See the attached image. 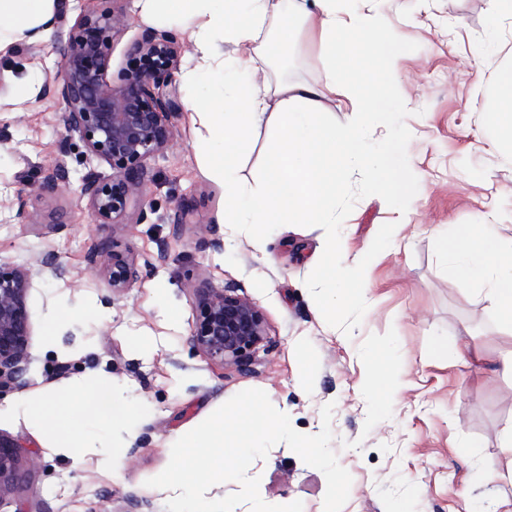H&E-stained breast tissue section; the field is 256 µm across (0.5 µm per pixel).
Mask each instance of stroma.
<instances>
[{
	"label": "stroma",
	"mask_w": 512,
	"mask_h": 512,
	"mask_svg": "<svg viewBox=\"0 0 512 512\" xmlns=\"http://www.w3.org/2000/svg\"><path fill=\"white\" fill-rule=\"evenodd\" d=\"M363 11L384 17L403 53L386 89L407 96L405 112L378 116L373 139L408 136L406 158L415 174L408 200L375 195L368 175L349 170L333 224H270L265 253L254 256L252 228L224 224V186L204 172L205 128L192 123L189 107L208 110L212 97L195 95L182 70L193 43L183 48L173 82L183 111L172 120L169 148L147 163L146 192L131 205L125 223H96L79 196L87 168L78 136L67 135L61 99L30 98L16 111L12 95L0 97V262L27 263L37 279L28 295L33 323L27 371L0 405L23 392L87 373L111 380L113 396L137 403L136 438L116 470L96 460L74 465L45 448L24 423L0 425L18 446L17 480L0 500V512H167L169 492L148 487L170 455L165 446L192 420L215 411L236 393L264 390L298 432L322 429L321 410L333 404L331 443L352 477L342 512H512V485L484 480L485 471L512 469L500 452V435L512 427V376L495 364L512 350L480 282L463 280L440 247L438 234L452 224L512 225V155L493 147L488 118L495 71L502 59L494 46L512 47V25L490 39L487 0H357ZM121 25L112 42L110 75L130 67V42L146 28L136 0H116ZM67 32L28 50L0 54V75L15 84L30 70L54 76L67 51ZM317 39H297L287 68L265 67L269 83L289 80L320 87L327 121L348 127L358 120L349 101L325 85ZM274 131L254 130L236 167L242 182L259 187L264 155ZM67 152H60L61 140ZM63 163L66 189L48 194L39 186L46 169ZM194 206L177 223L178 205ZM148 218L137 222L140 208ZM342 250L330 264L350 275L348 287H369L371 305L348 300L335 315L315 302L316 274L308 262L328 237ZM221 239L223 249L209 248ZM112 246L140 269L129 288L113 291L102 247ZM52 259L63 277L40 279ZM237 289L263 311L266 336L250 367L208 358L194 345L195 288L201 282ZM67 327L47 344L55 314ZM149 337L151 350L132 340ZM472 337L484 346L483 363L452 364L435 353L436 342L455 345ZM312 361L310 384L301 382V361ZM385 396L371 413L368 388ZM251 476L269 504L301 501L303 512H324L326 479L287 444L255 459Z\"/></svg>",
	"instance_id": "obj_1"
}]
</instances>
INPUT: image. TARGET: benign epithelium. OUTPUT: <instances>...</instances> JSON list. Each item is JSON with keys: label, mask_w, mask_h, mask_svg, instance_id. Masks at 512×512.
I'll return each instance as SVG.
<instances>
[{"label": "benign epithelium", "mask_w": 512, "mask_h": 512, "mask_svg": "<svg viewBox=\"0 0 512 512\" xmlns=\"http://www.w3.org/2000/svg\"><path fill=\"white\" fill-rule=\"evenodd\" d=\"M118 26L108 10L79 16L70 30L68 50L55 76L39 98L62 100V121L78 134L86 151L107 163L112 176L94 168L81 178L80 197L87 200L97 223L117 224L134 198L144 193L149 159L173 140V118L182 109L173 84L181 46L172 31L145 29L131 43L136 67L107 79L112 39ZM68 171L48 169L40 188L54 193L67 186ZM109 284L121 290L137 278L135 262L123 252L108 250ZM34 274L25 264L0 263V393L7 392L26 370L32 336L27 297ZM201 305L194 341L209 358L246 366L266 336L265 316L250 298L234 289L212 285L197 289ZM17 444L0 434V501L14 478Z\"/></svg>", "instance_id": "1"}]
</instances>
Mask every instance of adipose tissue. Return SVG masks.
Returning a JSON list of instances; mask_svg holds the SVG:
<instances>
[{"label": "adipose tissue", "instance_id": "ef3b65f1", "mask_svg": "<svg viewBox=\"0 0 512 512\" xmlns=\"http://www.w3.org/2000/svg\"><path fill=\"white\" fill-rule=\"evenodd\" d=\"M54 0H0V52L15 41H39L49 35ZM145 18L164 14L190 29L194 53L186 79L192 85L216 90L215 118L209 119L212 144L231 147L254 129L268 124L275 139L265 160L261 189L248 188L234 166L219 161L205 164L207 174L224 184V197L233 204L225 223L332 224L336 199L345 172L365 169L393 195L408 190L403 164L405 142L388 139L370 149L368 126L340 128L324 121L319 90L311 85L259 80L273 62L260 35L272 28L275 43L289 48L307 20L319 22L325 80L347 98L354 111L365 115L396 112L403 100L384 90V67L395 62L401 48L380 19L371 14L343 13L339 0H138ZM353 29L358 38L340 40L337 30ZM374 57L379 71L366 69ZM495 107L490 122L498 144L512 149V61L498 67L494 78ZM441 246L459 261L468 276L485 278L487 294L501 328L512 334V239L486 233L478 224H457L440 237ZM111 385L91 376L23 394L13 405L0 408V420L25 423L33 430L50 425L46 447L80 464L94 459L115 468L126 448L112 439L114 422L135 418L137 405L109 409L101 393Z\"/></svg>", "mask_w": 512, "mask_h": 512}]
</instances>
